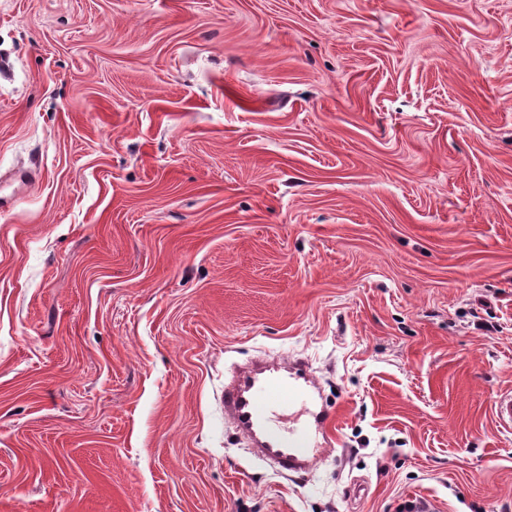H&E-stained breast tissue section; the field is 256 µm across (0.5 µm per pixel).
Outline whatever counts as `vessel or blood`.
<instances>
[{
	"label": "vessel or blood",
	"mask_w": 512,
	"mask_h": 512,
	"mask_svg": "<svg viewBox=\"0 0 512 512\" xmlns=\"http://www.w3.org/2000/svg\"><path fill=\"white\" fill-rule=\"evenodd\" d=\"M321 394L308 367L298 360L259 361L224 388V414L252 443L257 455L281 471L300 473L318 461V439L328 436L333 413L320 407ZM300 409L302 419L281 427L277 414Z\"/></svg>",
	"instance_id": "obj_1"
}]
</instances>
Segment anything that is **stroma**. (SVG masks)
Listing matches in <instances>:
<instances>
[{"label":"stroma","instance_id":"35a3bbf8","mask_svg":"<svg viewBox=\"0 0 512 512\" xmlns=\"http://www.w3.org/2000/svg\"><path fill=\"white\" fill-rule=\"evenodd\" d=\"M0 197V512H512V0H0ZM321 395L301 361H258L224 387V415L251 441L260 458L283 472L300 473L318 462V435L325 443L329 440L334 415L327 405L316 406ZM297 407L307 418L282 428L276 415Z\"/></svg>","mask_w":512,"mask_h":512}]
</instances>
